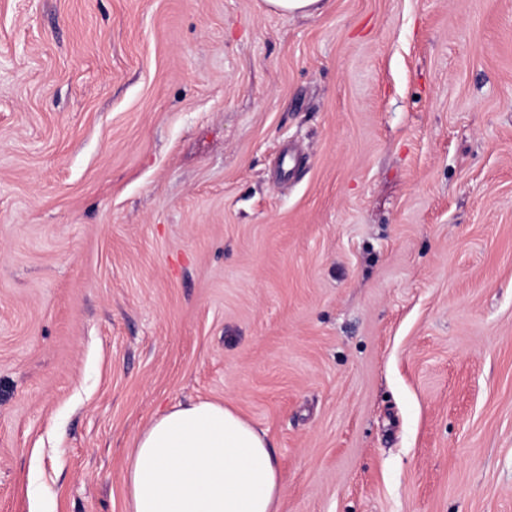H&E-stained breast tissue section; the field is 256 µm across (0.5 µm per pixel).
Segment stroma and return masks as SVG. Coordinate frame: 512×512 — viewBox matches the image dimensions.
<instances>
[{"instance_id": "stroma-1", "label": "stroma", "mask_w": 512, "mask_h": 512, "mask_svg": "<svg viewBox=\"0 0 512 512\" xmlns=\"http://www.w3.org/2000/svg\"><path fill=\"white\" fill-rule=\"evenodd\" d=\"M0 0V512H125L199 399L278 512H512V0ZM270 9L282 15L312 16L321 8V0H266Z\"/></svg>"}]
</instances>
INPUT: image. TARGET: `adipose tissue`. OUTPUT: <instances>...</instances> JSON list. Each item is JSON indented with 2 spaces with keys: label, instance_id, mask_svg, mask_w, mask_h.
Listing matches in <instances>:
<instances>
[{
  "label": "adipose tissue",
  "instance_id": "1",
  "mask_svg": "<svg viewBox=\"0 0 512 512\" xmlns=\"http://www.w3.org/2000/svg\"><path fill=\"white\" fill-rule=\"evenodd\" d=\"M281 488L264 433L209 400L154 417L124 477L126 512H277Z\"/></svg>",
  "mask_w": 512,
  "mask_h": 512
}]
</instances>
